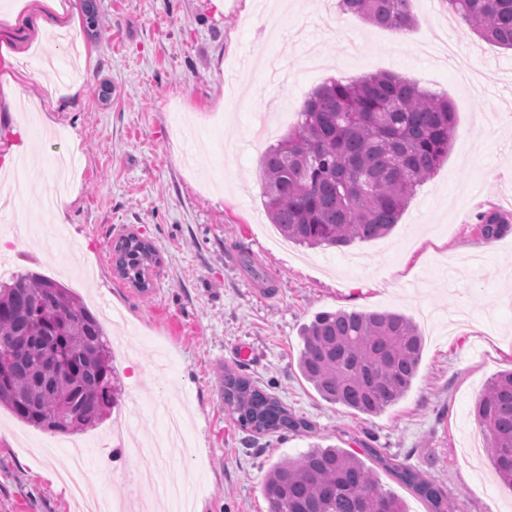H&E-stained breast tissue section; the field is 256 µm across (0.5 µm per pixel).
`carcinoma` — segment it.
Instances as JSON below:
<instances>
[{
  "label": "carcinoma",
  "instance_id": "cac0c4a2",
  "mask_svg": "<svg viewBox=\"0 0 512 512\" xmlns=\"http://www.w3.org/2000/svg\"><path fill=\"white\" fill-rule=\"evenodd\" d=\"M486 41L512 48V0H443ZM342 13L401 32L412 23L410 0H337ZM448 99L416 83L377 73L331 80L305 100L301 121L260 161L264 206L289 241L344 247L387 235L418 186L439 167L455 140ZM492 240L512 227L493 211L479 215ZM116 270L149 291L155 248L134 235L115 247ZM298 368L327 402L373 416L412 386L422 336L392 312H320L303 326ZM118 375L99 319L58 281L36 271L0 280V406L21 422L57 434L97 426L118 405ZM224 405L256 434L296 431L305 422L249 379L224 369ZM475 416L495 473L512 486V371L492 379ZM396 476L429 512H448L442 485L395 465ZM268 512H407L352 451L314 445L269 468Z\"/></svg>",
  "mask_w": 512,
  "mask_h": 512
}]
</instances>
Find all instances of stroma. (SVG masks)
Listing matches in <instances>:
<instances>
[{"label":"stroma","instance_id":"35a3bbf8","mask_svg":"<svg viewBox=\"0 0 512 512\" xmlns=\"http://www.w3.org/2000/svg\"><path fill=\"white\" fill-rule=\"evenodd\" d=\"M21 0H0V59L16 94L0 88V169L20 167L27 202L19 222L70 162L55 249L36 238L11 243V261L73 289L91 311L120 309L130 358L115 368L119 408L93 429L56 436L0 407V512H74L71 488L55 475L72 466L75 443L90 444L86 496L138 467L134 446L163 432L154 397L173 395L187 445L172 456L192 493L193 512H267L270 465L311 445L354 451L407 512H429L390 470L402 464L443 484L448 512H512V488L487 455L466 456L487 383L512 370V230L482 239L476 216L512 212V50L476 35L441 0H411L404 32L330 13L328 0H95L80 22L73 62L47 28L28 27ZM18 13L16 23L4 15ZM80 75H73L72 64ZM389 73L447 97L456 139L386 237L339 248L280 247L269 239L252 136L264 113L287 135L309 93L332 80ZM37 166L21 168L23 143ZM135 233L157 251L149 293L118 277L112 247ZM97 261V278L76 287L72 272ZM398 312L417 324L423 350L410 391L375 416L323 400L301 376L300 332L317 313ZM278 398L308 427L258 435L225 409V369ZM127 425L128 447L106 434Z\"/></svg>","mask_w":512,"mask_h":512}]
</instances>
